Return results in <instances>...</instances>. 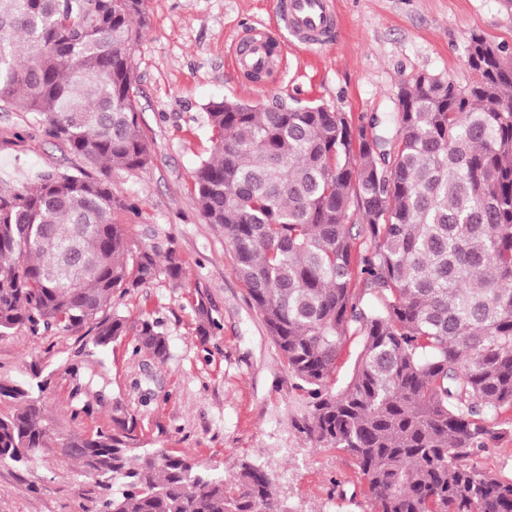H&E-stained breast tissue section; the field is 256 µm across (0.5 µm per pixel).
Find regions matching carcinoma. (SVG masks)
<instances>
[{
	"instance_id": "cac0c4a2",
	"label": "carcinoma",
	"mask_w": 512,
	"mask_h": 512,
	"mask_svg": "<svg viewBox=\"0 0 512 512\" xmlns=\"http://www.w3.org/2000/svg\"><path fill=\"white\" fill-rule=\"evenodd\" d=\"M146 26L144 0H0V103L37 114L84 163L0 188L1 335L91 323L96 347L130 335L168 357L158 321L100 316L115 291L180 275L172 256L162 267L155 249L130 251L115 214L136 206L107 181L151 162L133 80ZM466 52L473 79L412 80L408 112L235 100L206 112L200 210L308 396L299 429L355 459L376 512H512V480L469 463L512 410V63L476 34ZM354 336L361 351L337 389ZM35 388L0 384L16 402L0 414L1 463L51 450ZM112 422L63 444L96 483L119 484L104 512H280L264 469L242 463L228 482L140 450L128 419Z\"/></svg>"
}]
</instances>
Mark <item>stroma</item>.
<instances>
[{
	"instance_id": "35a3bbf8",
	"label": "stroma",
	"mask_w": 512,
	"mask_h": 512,
	"mask_svg": "<svg viewBox=\"0 0 512 512\" xmlns=\"http://www.w3.org/2000/svg\"><path fill=\"white\" fill-rule=\"evenodd\" d=\"M279 2L145 0L148 26L133 53L151 163L113 170L109 183L114 197L138 208L118 216L130 248L175 256L181 277L114 292L104 313L161 321L167 359L136 351L130 336L98 349L85 328L22 327L0 335V382L42 381L43 414L57 438L111 429L119 404L141 448L187 455L228 479L242 462L262 466L285 512H374L355 460L300 432L308 400L235 276L223 231L199 209L194 174L211 153L206 108L228 99L260 109L319 104L354 116L391 111L400 82L419 72L468 83L471 34L512 55V0H334V41L289 44L276 71L246 79L231 45L255 28L276 33ZM80 164L34 114L0 108L1 185ZM203 309L210 322L201 320ZM497 423L498 437L473 462L510 480L512 410ZM102 496L57 448L23 468L0 465V512H100Z\"/></svg>"
}]
</instances>
